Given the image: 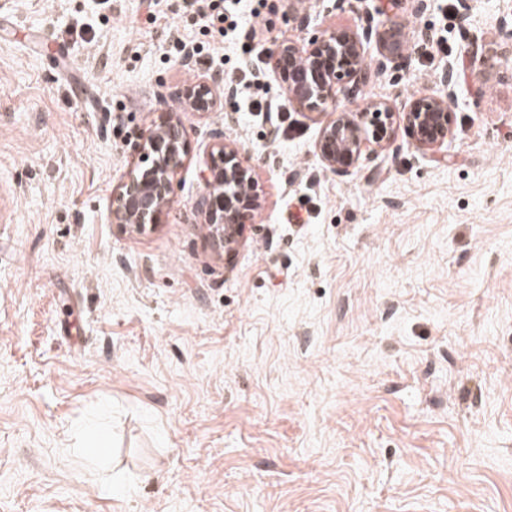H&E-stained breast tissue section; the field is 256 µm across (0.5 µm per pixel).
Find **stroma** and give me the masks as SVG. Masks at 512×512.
Segmentation results:
<instances>
[{"instance_id": "35a3bbf8", "label": "stroma", "mask_w": 512, "mask_h": 512, "mask_svg": "<svg viewBox=\"0 0 512 512\" xmlns=\"http://www.w3.org/2000/svg\"><path fill=\"white\" fill-rule=\"evenodd\" d=\"M303 8L305 32L261 0L247 53L178 0H0V512H512V64L459 77L445 155L399 125L339 176L262 67L366 16ZM398 17L432 39L361 100L397 112L467 43L503 47L512 0ZM177 38L204 44L193 69ZM243 63L274 111H182V86ZM168 113L173 210L113 223ZM217 130L264 187L229 247L195 209Z\"/></svg>"}]
</instances>
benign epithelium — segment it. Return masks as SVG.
Instances as JSON below:
<instances>
[{
	"label": "benign epithelium",
	"instance_id": "benign-epithelium-1",
	"mask_svg": "<svg viewBox=\"0 0 512 512\" xmlns=\"http://www.w3.org/2000/svg\"><path fill=\"white\" fill-rule=\"evenodd\" d=\"M372 43L379 54L373 65L367 56ZM407 63L408 55L391 20L379 26L369 23L355 29L320 31L303 43L280 42L264 60L267 72L296 109L311 116L333 110L334 117L320 127L315 150L322 167L339 176L351 175L363 158L390 143L398 123L420 151H435L448 143L458 87L452 63L441 78L443 93L419 96L402 112L377 102L359 112L336 107L337 88L355 100L375 74L390 64L403 69ZM234 96L233 85L205 77L177 91L184 109L200 114L214 111ZM136 151L139 163L113 191L112 223L143 228L160 223L171 208L175 175L188 154L179 120L171 114L162 117L136 144ZM204 180L207 192L198 200L197 209L213 237L231 246L239 226L254 219L261 209L263 189L242 149L221 131L214 132Z\"/></svg>",
	"mask_w": 512,
	"mask_h": 512
}]
</instances>
